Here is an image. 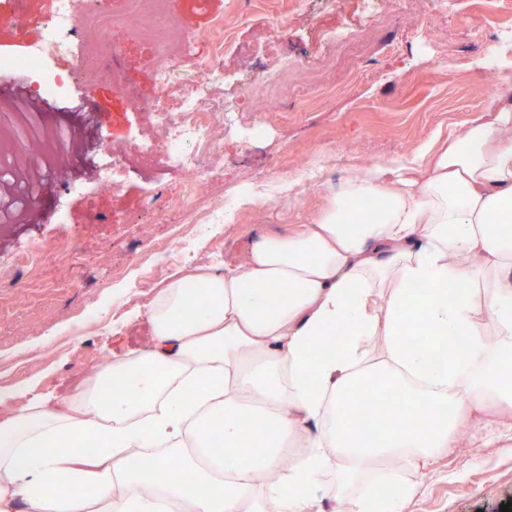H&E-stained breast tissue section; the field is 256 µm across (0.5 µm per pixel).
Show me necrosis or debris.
Instances as JSON below:
<instances>
[{"label":"necrosis or debris","instance_id":"4bbe7bcc","mask_svg":"<svg viewBox=\"0 0 512 512\" xmlns=\"http://www.w3.org/2000/svg\"><path fill=\"white\" fill-rule=\"evenodd\" d=\"M10 22L19 28L38 27L42 38L28 53L0 54V71L29 77L42 99L59 97L75 78L89 87L100 79L119 84V70L106 65L108 58L117 55L114 29L154 45L157 55L151 73L157 94L150 100L132 94L128 101L136 111L157 115L166 157L185 175L184 193L169 199V206L190 208L197 189L222 174L221 165L203 164L202 158L222 136L226 121L239 111L241 99L258 89L250 81L239 98L214 97L224 84V70L216 60L234 47L233 29L219 21L200 35L186 31L177 17L175 0H122L118 12L104 0H55L47 16H14ZM201 40L208 43V54L197 53Z\"/></svg>","mask_w":512,"mask_h":512}]
</instances>
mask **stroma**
<instances>
[{"label": "stroma", "instance_id": "stroma-1", "mask_svg": "<svg viewBox=\"0 0 512 512\" xmlns=\"http://www.w3.org/2000/svg\"><path fill=\"white\" fill-rule=\"evenodd\" d=\"M185 28L211 29L215 19L237 27L240 48L219 60L221 97L238 96L243 79L261 84L257 97L241 102L225 127L219 149L224 173L196 196L209 207L232 198L240 218L216 224L193 243V262L160 263L159 281L190 264L223 267L241 259L262 234L287 233L313 223L339 183L358 168L397 162L432 139H457L473 118L495 103L512 101V46L504 33L512 12L494 0H411L404 13H369L363 0H340L322 9L312 0L299 15L286 0L255 8L251 0H177ZM362 30L371 48L358 57L338 54L323 77L328 88L301 98L283 83L288 59L318 62L324 37ZM123 84L102 82L94 91L72 83L65 95L37 113L36 142L44 157L67 155L52 130L90 131L85 152L68 155V177L46 189L31 207L30 224L0 223V389H26L47 400L91 382L101 358L146 346L144 314L152 289L140 287V260L154 256L158 241L178 246L187 215L167 207L181 192V170L163 156L131 159L122 186L102 190L96 165L102 142L157 137L154 117L130 108L128 93L149 100L151 46L115 30ZM500 47L507 62L486 69ZM345 151L342 167L324 168L309 184L301 166L318 154ZM477 448H453L406 474L417 492L405 512H500L512 503V456L497 436L512 427V412H480Z\"/></svg>", "mask_w": 512, "mask_h": 512}]
</instances>
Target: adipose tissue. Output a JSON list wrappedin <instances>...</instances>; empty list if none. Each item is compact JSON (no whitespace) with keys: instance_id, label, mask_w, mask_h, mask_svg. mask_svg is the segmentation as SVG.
Listing matches in <instances>:
<instances>
[{"instance_id":"obj_1","label":"adipose tissue","mask_w":512,"mask_h":512,"mask_svg":"<svg viewBox=\"0 0 512 512\" xmlns=\"http://www.w3.org/2000/svg\"><path fill=\"white\" fill-rule=\"evenodd\" d=\"M145 314L148 347L93 387L0 391V512H310L335 457L348 512H402L415 489L383 481L393 463L463 444L477 405L512 409V105L361 170L315 223L224 269L173 275ZM419 325L457 339L454 363L410 347ZM334 333L344 348L316 353ZM363 381L405 398L403 419L355 429Z\"/></svg>"}]
</instances>
